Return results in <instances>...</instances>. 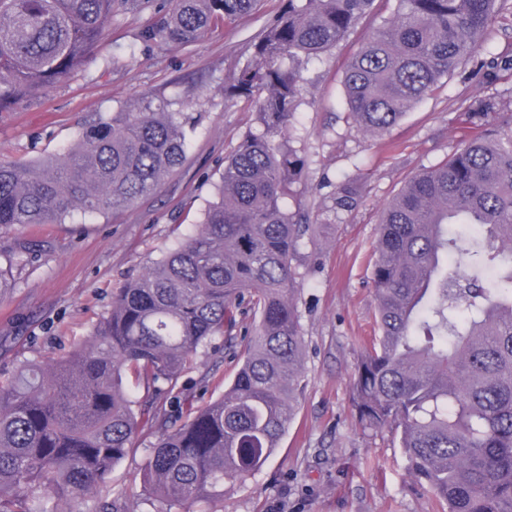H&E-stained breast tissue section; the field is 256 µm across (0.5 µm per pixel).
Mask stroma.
Returning a JSON list of instances; mask_svg holds the SVG:
<instances>
[{
	"label": "stroma",
	"mask_w": 512,
	"mask_h": 512,
	"mask_svg": "<svg viewBox=\"0 0 512 512\" xmlns=\"http://www.w3.org/2000/svg\"><path fill=\"white\" fill-rule=\"evenodd\" d=\"M163 0L138 8L116 5L105 37L70 78L21 98L0 112V163L31 164L74 145L98 116L142 99L178 98L192 120L183 128L187 158L154 194L135 204L60 224L0 229V267L12 283L0 290V382L27 361L49 365L90 339L126 282L159 261L200 223L213 198L224 160L256 115L224 86L246 63L262 29L287 0H262L258 12L218 25L188 46L144 44ZM394 9L360 20L335 48L303 73L302 104L289 137L305 165L284 206L314 234L301 241L294 265L303 281L297 297L305 344L306 388L296 416L261 471L229 484L219 512H440L426 485L415 482L390 429L359 422L353 384L362 346L373 334L371 261L380 211L415 174L447 161L460 142L469 106L491 102L482 121L500 136L512 134V75L500 59L512 53V8L504 7L470 60L441 79L397 125L381 134L359 128L345 103L346 64L363 39ZM358 193L337 206V187ZM21 242L35 251L20 254ZM245 342L241 331L215 337L171 392L166 411L179 425L175 401L201 406L232 381ZM157 432L140 428L134 450L120 462L82 512H101L114 498L133 512H157L144 492L142 467Z\"/></svg>",
	"instance_id": "obj_1"
}]
</instances>
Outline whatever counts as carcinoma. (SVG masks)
Segmentation results:
<instances>
[{
  "instance_id": "cac0c4a2",
  "label": "carcinoma",
  "mask_w": 512,
  "mask_h": 512,
  "mask_svg": "<svg viewBox=\"0 0 512 512\" xmlns=\"http://www.w3.org/2000/svg\"><path fill=\"white\" fill-rule=\"evenodd\" d=\"M0 0V112L69 77L103 38L116 2ZM144 42L193 43L260 0H168ZM376 0H288L224 86L254 103L260 131L224 163L201 224L113 295L89 341L0 385V512H81L133 448L159 432L144 492L171 509L218 512L228 481L268 461L304 389L292 260L309 226L282 198L304 161L287 144L302 72L371 14ZM344 72L349 114L394 126L469 60L501 0H395ZM448 160L412 177L383 210L372 268L375 323L357 368L364 425L389 427L441 512H512V136L472 122ZM178 99L99 116L76 145L34 165L0 164V228L103 214L156 192L181 166ZM253 324L243 362L216 400L166 429L155 401L199 347ZM144 389L134 398L127 376Z\"/></svg>"
}]
</instances>
